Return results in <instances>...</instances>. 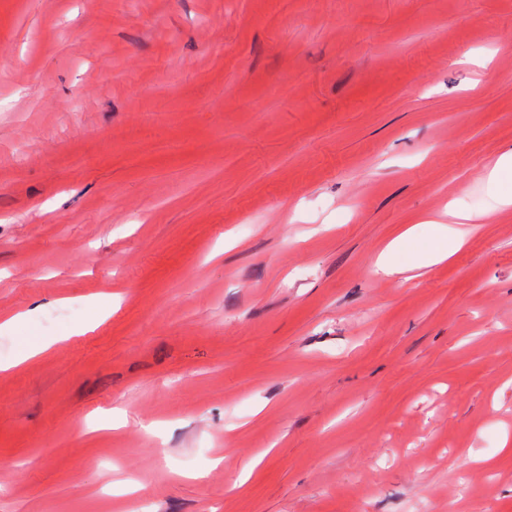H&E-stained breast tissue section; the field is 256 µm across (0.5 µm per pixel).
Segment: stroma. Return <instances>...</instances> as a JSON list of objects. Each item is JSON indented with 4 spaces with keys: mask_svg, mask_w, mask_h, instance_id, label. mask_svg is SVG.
<instances>
[{
    "mask_svg": "<svg viewBox=\"0 0 512 512\" xmlns=\"http://www.w3.org/2000/svg\"><path fill=\"white\" fill-rule=\"evenodd\" d=\"M509 34L512 0H0V512H512ZM451 207L485 219L428 262ZM512 174V150L504 152L496 160L490 178L495 185V207L512 206V190L505 189L502 179L505 175Z\"/></svg>",
    "mask_w": 512,
    "mask_h": 512,
    "instance_id": "35a3bbf8",
    "label": "stroma"
}]
</instances>
